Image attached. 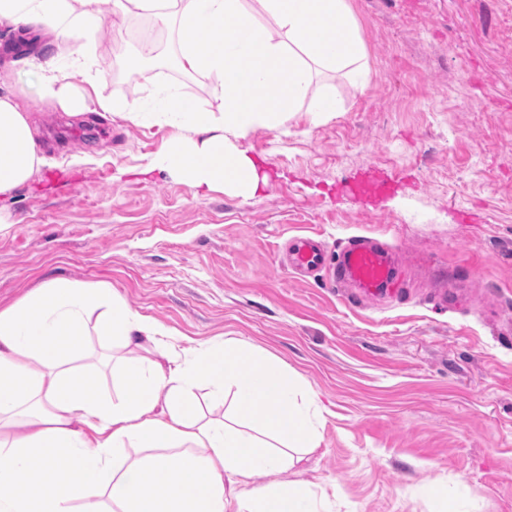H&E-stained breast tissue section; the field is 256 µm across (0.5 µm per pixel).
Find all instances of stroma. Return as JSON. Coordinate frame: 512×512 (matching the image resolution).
I'll use <instances>...</instances> for the list:
<instances>
[{"mask_svg": "<svg viewBox=\"0 0 512 512\" xmlns=\"http://www.w3.org/2000/svg\"><path fill=\"white\" fill-rule=\"evenodd\" d=\"M350 3L370 84L324 73L342 112L233 138L267 178L250 197L145 172L171 128L44 103L36 74L4 65L17 34L0 25V82L23 89L46 158L5 208L0 305L51 278L106 282L183 349L233 339L279 358L322 415L319 448L280 479L326 493V512H448L436 487L462 488L470 512H512V0ZM97 8L72 83L129 103L175 85L217 110L208 75L130 74L139 34L178 54L170 24ZM370 168L389 192L343 193ZM298 233L332 254L356 236L390 245L400 295L299 278L282 261Z\"/></svg>", "mask_w": 512, "mask_h": 512, "instance_id": "obj_1", "label": "stroma"}]
</instances>
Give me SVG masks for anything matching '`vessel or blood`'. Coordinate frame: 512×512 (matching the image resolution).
<instances>
[{"instance_id": "1", "label": "vessel or blood", "mask_w": 512, "mask_h": 512, "mask_svg": "<svg viewBox=\"0 0 512 512\" xmlns=\"http://www.w3.org/2000/svg\"><path fill=\"white\" fill-rule=\"evenodd\" d=\"M289 261L295 271L327 272L332 283L351 284L366 297L390 292L398 274L392 250L367 236L353 238L332 258L316 236L298 235L290 240Z\"/></svg>"}]
</instances>
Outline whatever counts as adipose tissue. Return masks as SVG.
Instances as JSON below:
<instances>
[{
  "instance_id": "ef3b65f1",
  "label": "adipose tissue",
  "mask_w": 512,
  "mask_h": 512,
  "mask_svg": "<svg viewBox=\"0 0 512 512\" xmlns=\"http://www.w3.org/2000/svg\"><path fill=\"white\" fill-rule=\"evenodd\" d=\"M0 0V23L36 28L68 49L65 64L36 57L40 96L81 115L121 116L174 130L146 171L187 181L196 195L261 183L245 150L226 134L281 127L295 112L314 120L340 111L314 85L330 70L366 87L371 69L349 0H114L117 11L175 21L179 68L214 78L222 109L184 101L170 86L134 103L92 99L69 80L95 50V0ZM13 91L0 93V200L44 164L38 138ZM236 168L224 176L225 161ZM136 350L113 395L77 365L88 330ZM224 406L200 414L199 389ZM320 415L279 361L228 341L185 351L168 328L127 308L105 284L43 282L0 308V512H323L321 496L282 482L318 448ZM265 484L254 486L255 473Z\"/></svg>"
}]
</instances>
